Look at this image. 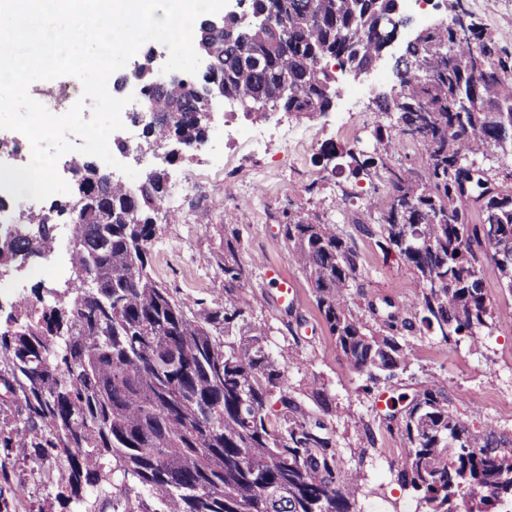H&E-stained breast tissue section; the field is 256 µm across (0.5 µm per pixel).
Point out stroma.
Segmentation results:
<instances>
[{
    "mask_svg": "<svg viewBox=\"0 0 512 512\" xmlns=\"http://www.w3.org/2000/svg\"><path fill=\"white\" fill-rule=\"evenodd\" d=\"M462 2L474 21L491 32L500 46L512 51V0ZM392 65L391 57L382 60V82H374L369 74L361 77V84L370 86L371 91L359 109L349 110L338 99L327 116L312 121L283 112L268 116L270 126L297 125L306 136L301 143L274 139L258 152L235 143L216 160L200 151L171 166L160 158L155 161L156 166H167L170 177L181 178L188 192L181 206L163 210L157 218L154 278L175 288L187 302L223 303L224 279L216 258L224 253L225 225L233 226L238 236L237 258L251 272L241 296L254 316L267 322V347L275 353H298V365L288 370L292 386H299L304 377H318L337 413L338 450L347 465L363 467L366 479L358 493L359 512L373 500L383 501L388 512H414L419 494L398 484L388 469V458L403 449L397 435L375 430L377 453L359 461L358 452L368 439L357 422L371 418L378 409V398L359 392L361 380L337 348L309 282L291 258L280 225L284 211L291 208L318 213L336 224L358 252L356 287L362 300L388 297L401 303L413 295L412 269L382 251L376 237L359 233L350 222L364 199L386 205L388 198L381 183L358 181L336 171L333 162L320 152L328 141L371 151L373 128L387 120L378 111L376 99L397 83ZM267 265L279 268L292 282L295 299L290 305L279 303L276 286L263 274ZM482 279L501 315L498 331L456 345L429 335L410 336L407 343L413 361L402 379L422 381L437 376L451 396L463 400V411L470 420H495L502 432L512 435V295L504 291L493 263H483Z\"/></svg>",
    "mask_w": 512,
    "mask_h": 512,
    "instance_id": "1",
    "label": "stroma"
}]
</instances>
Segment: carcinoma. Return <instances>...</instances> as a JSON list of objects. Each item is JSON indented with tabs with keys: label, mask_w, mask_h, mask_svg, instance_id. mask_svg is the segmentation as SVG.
Returning a JSON list of instances; mask_svg holds the SVG:
<instances>
[{
	"label": "carcinoma",
	"mask_w": 512,
	"mask_h": 512,
	"mask_svg": "<svg viewBox=\"0 0 512 512\" xmlns=\"http://www.w3.org/2000/svg\"><path fill=\"white\" fill-rule=\"evenodd\" d=\"M409 23L394 0H247L238 23H196L201 80L157 84L150 53L114 85L136 81L151 107L145 136L186 153L206 142L217 97L259 118L328 111L333 69L365 64ZM396 70V97L377 101L395 122L374 127L373 152L326 142L321 154L387 190L389 205L366 201L354 224L413 268L414 296L356 303L359 255L316 213L288 211L281 233L359 391H392L375 419L404 446L390 461L397 482L424 512H499L512 501V438L464 419L439 381L410 390L398 372L409 335L457 345L497 328L481 261L512 293V166H483L512 153V53L452 20L407 42ZM406 140L419 156L396 166ZM72 170L83 205L55 199L25 216L35 232L0 235V270H13L51 248L58 217L73 218V287L40 284L0 319V512H45L43 487L62 512H359L364 458L345 465L318 381L291 387L296 357L270 353L266 325L248 319L236 236L218 262L224 303L190 305L152 276L166 169L147 170L135 192L89 156Z\"/></svg>",
	"instance_id": "carcinoma-1"
}]
</instances>
